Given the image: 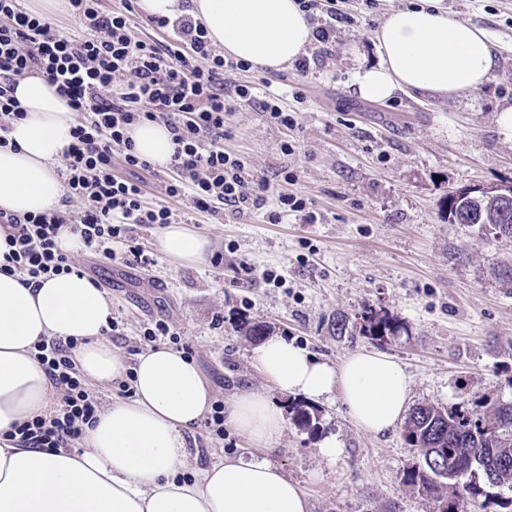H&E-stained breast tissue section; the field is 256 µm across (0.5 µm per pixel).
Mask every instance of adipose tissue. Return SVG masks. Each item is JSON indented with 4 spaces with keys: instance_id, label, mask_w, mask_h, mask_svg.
<instances>
[{
    "instance_id": "obj_1",
    "label": "adipose tissue",
    "mask_w": 512,
    "mask_h": 512,
    "mask_svg": "<svg viewBox=\"0 0 512 512\" xmlns=\"http://www.w3.org/2000/svg\"><path fill=\"white\" fill-rule=\"evenodd\" d=\"M137 7L145 17L191 12L225 56L262 72L295 62L313 41L297 0H191L187 9L182 0H137ZM374 37L379 62L355 76L360 97L369 100L408 91L455 99L479 89L499 68L484 29L435 7L393 11ZM15 96L23 116L10 125V147L0 148V209L44 213L60 207L64 196L54 165L70 142L75 114L37 74L20 79ZM129 136L139 157L169 165L175 145L162 122H136ZM156 247L192 265L205 261L210 242L170 224ZM111 319V301L79 273L37 286L0 273V433L47 413L54 387L37 354L52 340L75 342L74 365L88 383L106 387L127 377L134 389L133 399H115L97 411L82 452L0 442V512H308L300 487L253 456L216 458L186 478L187 435L211 408L210 384L193 359L166 347L127 364L104 338ZM251 359L275 390L341 398L354 424L371 433L396 427L409 399L400 364L375 350L333 364L271 336L253 348ZM226 422L261 447L277 443L287 429L282 410L252 390L230 400Z\"/></svg>"
}]
</instances>
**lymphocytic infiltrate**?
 I'll list each match as a JSON object with an SVG mask.
<instances>
[{
  "instance_id": "f902f5d3",
  "label": "lymphocytic infiltrate",
  "mask_w": 512,
  "mask_h": 512,
  "mask_svg": "<svg viewBox=\"0 0 512 512\" xmlns=\"http://www.w3.org/2000/svg\"><path fill=\"white\" fill-rule=\"evenodd\" d=\"M67 2L79 23L75 33L62 31L54 17L28 9L26 0H0V147L8 146L10 123L21 116L13 93L27 75L42 74L77 114L56 168L65 190L61 208L24 217L0 211V230L10 246L0 257L1 272L37 283L71 271L55 241L63 224L73 225L86 249L117 261L130 241L131 225L179 221L169 206L150 207L143 200V176L153 167L134 152L126 134L129 125L143 119L162 121L176 145L165 197L188 196L197 209H225L236 219L264 208L272 224L291 213L316 223L306 198L273 189L251 174L243 157L224 148V116L241 100L258 99L270 123L290 130L298 125L296 113L282 107L276 93L259 99L253 86L238 84L233 94H225V76L250 71L249 63L217 54L190 15L153 17L152 25L168 37L147 41L132 33L133 0H120L110 10L101 0ZM118 158L136 171V178L116 175ZM72 348L69 342H52L41 358L59 390L53 409L14 426L1 439L32 448L78 447L98 403L75 371Z\"/></svg>"
}]
</instances>
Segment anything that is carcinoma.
Listing matches in <instances>:
<instances>
[{
	"label": "carcinoma",
	"mask_w": 512,
	"mask_h": 512,
	"mask_svg": "<svg viewBox=\"0 0 512 512\" xmlns=\"http://www.w3.org/2000/svg\"><path fill=\"white\" fill-rule=\"evenodd\" d=\"M450 223L477 224L496 238L512 239V209L505 213L491 200L460 208ZM360 318V329L371 336H394L401 329L397 320L372 308L363 309ZM402 437L421 459L406 471L405 483L435 498L439 512H465L466 504L478 499L512 512V402L484 412L463 403L421 405L404 422ZM432 460L440 461L441 471L431 467Z\"/></svg>",
	"instance_id": "obj_1"
}]
</instances>
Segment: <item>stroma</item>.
I'll list each match as a JSON object with an SVG mask.
<instances>
[{
    "label": "stroma",
    "mask_w": 512,
    "mask_h": 512,
    "mask_svg": "<svg viewBox=\"0 0 512 512\" xmlns=\"http://www.w3.org/2000/svg\"><path fill=\"white\" fill-rule=\"evenodd\" d=\"M421 3L376 0L370 9L342 0V10L365 21L337 24L328 43L312 42L307 53L317 62L307 77L291 66L233 76L267 79L299 126H276L258 103L245 102L226 119L225 148L275 189L284 187L282 170L296 172L293 190L312 202L317 223L290 215L269 224L261 211L240 223L184 198L171 206L209 239L204 263H173L155 247L160 226L140 224L130 236L141 257L71 256L74 270L111 298L119 324L111 343L127 362L147 350V324L166 320L224 403L240 390L266 389L251 363L258 340L249 334L263 325L334 364L364 348L394 357L412 408L512 401V282L498 274L512 262V241L449 223L444 208L450 191L512 182V121L503 114L512 106V0H432L487 32L500 68L483 87L450 101L422 93L359 97L355 73L379 60L376 27L390 11ZM267 271L279 282L265 281ZM365 304L397 319V335L363 334L355 315ZM275 400L290 420L265 457L299 484L309 512H438L435 498L403 480L418 458L400 429L363 431L338 398L315 403L317 423L307 428L291 417L302 398ZM327 435L341 444L332 462L318 452ZM189 446L204 464L247 452L250 443L232 428L219 436L200 424Z\"/></svg>",
    "instance_id": "stroma-1"
}]
</instances>
